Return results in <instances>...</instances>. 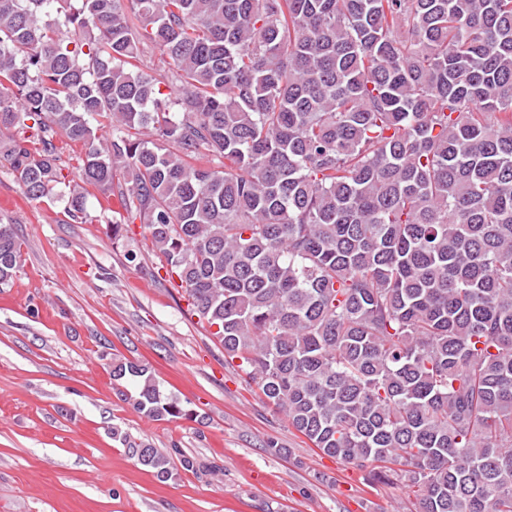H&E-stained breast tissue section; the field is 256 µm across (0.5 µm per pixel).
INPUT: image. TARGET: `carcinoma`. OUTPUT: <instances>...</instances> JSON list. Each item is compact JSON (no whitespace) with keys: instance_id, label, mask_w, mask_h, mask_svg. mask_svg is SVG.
I'll list each match as a JSON object with an SVG mask.
<instances>
[{"instance_id":"1","label":"carcinoma","mask_w":512,"mask_h":512,"mask_svg":"<svg viewBox=\"0 0 512 512\" xmlns=\"http://www.w3.org/2000/svg\"><path fill=\"white\" fill-rule=\"evenodd\" d=\"M3 161L75 223L116 199L112 240L144 227L323 454L414 512H512V0H0ZM21 262L0 219V288ZM112 379L198 418L145 365Z\"/></svg>"}]
</instances>
